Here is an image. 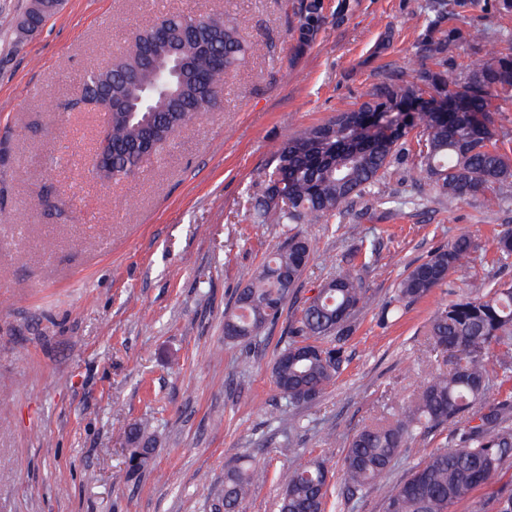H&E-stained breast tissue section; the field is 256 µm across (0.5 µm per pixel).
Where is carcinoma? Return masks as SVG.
<instances>
[{
    "instance_id": "cac0c4a2",
    "label": "carcinoma",
    "mask_w": 512,
    "mask_h": 512,
    "mask_svg": "<svg viewBox=\"0 0 512 512\" xmlns=\"http://www.w3.org/2000/svg\"><path fill=\"white\" fill-rule=\"evenodd\" d=\"M61 6L60 0H28L21 14L4 16L0 24L20 47ZM502 43L472 29L464 46L478 60L464 74L452 77L421 62L360 107L286 139L267 163L262 192L248 198L244 215L253 224L281 226L285 242L257 268L241 271L243 287L224 313V339L250 342L281 316L312 251L296 225L341 219L350 203L385 177L410 134L418 145L420 178L450 205L512 184V159L493 144L496 101L512 92V55ZM168 46L188 61V78L170 93H152L158 52ZM251 56L252 45L235 19L171 14L146 23L108 68L88 70L83 98L108 112L112 179L140 166L137 146L149 142L161 153L170 133L216 107L215 94ZM433 91L465 99L463 111L423 106L404 119L408 105ZM360 242L364 261L338 266L303 304L274 359L272 381L290 407L316 400L335 382L356 317L375 303L363 272L376 246L364 236ZM478 248L460 236L409 270L394 298L382 304L381 322L400 318L409 304L465 269ZM496 249L499 261L512 258L511 228L498 235ZM429 333L431 352L453 356V369L434 376L392 417L352 436L343 459L345 482L354 492L372 488L411 443L446 430L448 440L404 480L383 486L384 512H452L479 487L490 491L475 512H512V489L491 487L512 465V281L483 283L474 295L440 307ZM126 442L129 479L150 462L148 423L129 426ZM265 476L263 469L227 467L224 512H238L253 483ZM278 479L279 512H325L330 477L324 461L283 469Z\"/></svg>"
}]
</instances>
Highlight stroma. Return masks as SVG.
<instances>
[{"instance_id":"35a3bbf8","label":"stroma","mask_w":512,"mask_h":512,"mask_svg":"<svg viewBox=\"0 0 512 512\" xmlns=\"http://www.w3.org/2000/svg\"><path fill=\"white\" fill-rule=\"evenodd\" d=\"M502 0H64L20 48L0 27V512H224V470L268 471L239 512H277L278 471L318 458L343 488L353 434L416 394L444 362L428 329L472 281H512L495 238L512 199L441 203L413 165L416 144L335 224L303 225L313 251L279 320L248 343L224 338V311L284 241L241 211L293 132L359 107L442 41L441 70L473 58L472 27L512 32ZM164 14L228 15L254 56L213 111L132 176L90 165L106 113L78 106L84 75ZM401 202V211L378 197ZM374 239L367 285L392 297L414 266L468 236L470 269L398 321L359 315L349 362L315 401L286 407L272 379L297 309L358 244ZM147 420L152 459L124 480L125 427Z\"/></svg>"}]
</instances>
